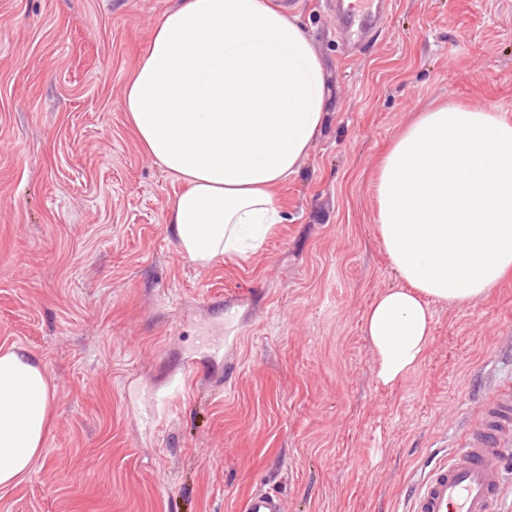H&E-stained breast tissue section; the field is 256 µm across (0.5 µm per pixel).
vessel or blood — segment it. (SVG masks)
I'll return each mask as SVG.
<instances>
[{"instance_id":"obj_1","label":"vessel or blood","mask_w":512,"mask_h":512,"mask_svg":"<svg viewBox=\"0 0 512 512\" xmlns=\"http://www.w3.org/2000/svg\"><path fill=\"white\" fill-rule=\"evenodd\" d=\"M386 0H333L341 31L351 48L379 32ZM512 452V393L486 396L480 417L461 448L446 462L432 467L410 498V512H501V462ZM244 512H287L283 497L270 489H255Z\"/></svg>"}]
</instances>
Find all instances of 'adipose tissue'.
I'll return each mask as SVG.
<instances>
[{"mask_svg": "<svg viewBox=\"0 0 512 512\" xmlns=\"http://www.w3.org/2000/svg\"><path fill=\"white\" fill-rule=\"evenodd\" d=\"M123 108L140 143L183 191L168 230L200 268L257 250L284 220L276 195L328 113L326 72L296 17L267 0H182L155 29ZM377 224L400 283L363 318L377 377L423 361L431 302L486 298L512 273V120L448 104L395 139L375 182ZM52 412L46 368L0 347V487L42 457Z\"/></svg>", "mask_w": 512, "mask_h": 512, "instance_id": "1", "label": "adipose tissue"}]
</instances>
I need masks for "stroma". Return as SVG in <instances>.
Returning a JSON list of instances; mask_svg holds the SVG:
<instances>
[{
    "label": "stroma",
    "mask_w": 512,
    "mask_h": 512,
    "mask_svg": "<svg viewBox=\"0 0 512 512\" xmlns=\"http://www.w3.org/2000/svg\"><path fill=\"white\" fill-rule=\"evenodd\" d=\"M301 2L327 122L279 191L284 222L202 269L167 230L183 185L122 106L180 0H0V346L39 356L53 388L43 456L0 512H241L259 487L287 512H406L512 377V277L432 303L425 359L393 384L362 331L397 283L381 162L447 102L512 119V0H394L352 58L323 0ZM207 336L226 357L165 399Z\"/></svg>",
    "instance_id": "obj_1"
}]
</instances>
